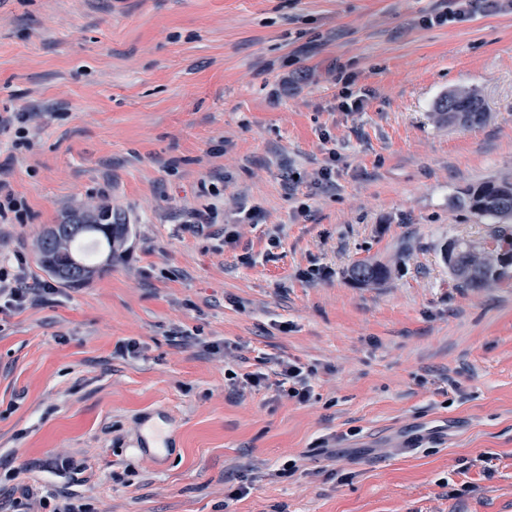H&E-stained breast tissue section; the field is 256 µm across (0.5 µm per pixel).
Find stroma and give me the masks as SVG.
<instances>
[{"label":"stroma","instance_id":"35a3bbf8","mask_svg":"<svg viewBox=\"0 0 512 512\" xmlns=\"http://www.w3.org/2000/svg\"><path fill=\"white\" fill-rule=\"evenodd\" d=\"M444 8L0 0V113L36 116L33 149L0 134L28 206L0 224V265L47 281L37 241L75 210L129 227L92 282L0 314V500L512 512V278L462 291L441 255L491 230L466 190L512 180V13L433 22ZM451 91L486 121L439 123ZM214 203L224 224L182 227ZM363 260L389 278L353 283ZM264 357L315 366L311 399L229 388ZM146 421L172 438L163 463L134 445Z\"/></svg>","mask_w":512,"mask_h":512}]
</instances>
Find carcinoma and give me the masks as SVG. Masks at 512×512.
<instances>
[{
	"label": "carcinoma",
	"mask_w": 512,
	"mask_h": 512,
	"mask_svg": "<svg viewBox=\"0 0 512 512\" xmlns=\"http://www.w3.org/2000/svg\"><path fill=\"white\" fill-rule=\"evenodd\" d=\"M440 120L463 126L480 124L485 119L484 102L475 93L451 92L436 105ZM464 205L470 213L489 224L498 225L491 236L497 249L512 252V181L488 180L466 191ZM129 231L127 224L112 223V211H102L95 216L74 215L61 224L47 229L39 243L38 264L50 277L68 285L82 286L89 283L98 272V253L112 249V243ZM512 273L509 268L483 264L472 272L454 278L455 287L469 290L485 288L501 281ZM389 275L388 268L380 263L361 261L352 266L350 279L359 285H377Z\"/></svg>",
	"instance_id": "carcinoma-1"
}]
</instances>
